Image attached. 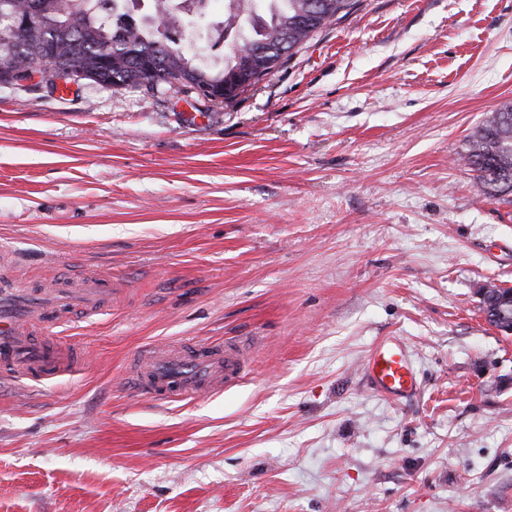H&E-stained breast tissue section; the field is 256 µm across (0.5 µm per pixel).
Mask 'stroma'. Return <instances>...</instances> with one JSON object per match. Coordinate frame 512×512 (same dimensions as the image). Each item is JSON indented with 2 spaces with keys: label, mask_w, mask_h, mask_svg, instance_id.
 <instances>
[{
  "label": "stroma",
  "mask_w": 512,
  "mask_h": 512,
  "mask_svg": "<svg viewBox=\"0 0 512 512\" xmlns=\"http://www.w3.org/2000/svg\"><path fill=\"white\" fill-rule=\"evenodd\" d=\"M0 84V274L120 288L42 330L84 370L0 390V512H512V192L463 157L512 103V0H356L229 101ZM395 336L420 393L360 365ZM238 341L244 377L159 403L134 354Z\"/></svg>",
  "instance_id": "35a3bbf8"
}]
</instances>
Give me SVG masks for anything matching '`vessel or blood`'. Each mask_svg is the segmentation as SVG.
<instances>
[{"mask_svg":"<svg viewBox=\"0 0 512 512\" xmlns=\"http://www.w3.org/2000/svg\"><path fill=\"white\" fill-rule=\"evenodd\" d=\"M117 288L111 279L77 273L48 292L0 289V384L39 383L78 371L84 356L73 348L45 343L37 330L62 327L73 314L92 319L106 310ZM245 368L244 354L233 344L200 343L154 346L133 361L127 377L136 393L161 401H181L219 393L233 385ZM362 373L380 396L402 401L420 391L409 348L396 337L375 344Z\"/></svg>","mask_w":512,"mask_h":512,"instance_id":"vessel-or-blood-1","label":"vessel or blood"}]
</instances>
